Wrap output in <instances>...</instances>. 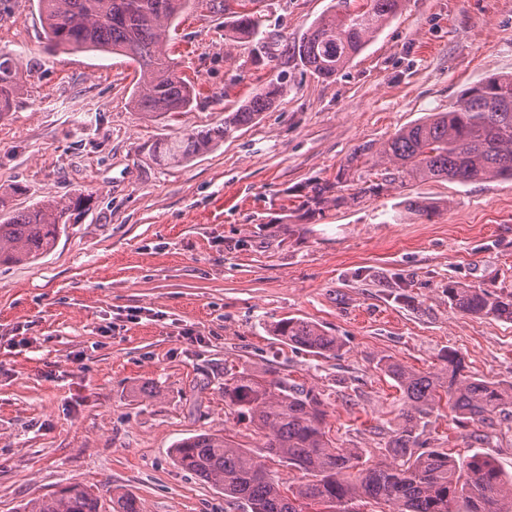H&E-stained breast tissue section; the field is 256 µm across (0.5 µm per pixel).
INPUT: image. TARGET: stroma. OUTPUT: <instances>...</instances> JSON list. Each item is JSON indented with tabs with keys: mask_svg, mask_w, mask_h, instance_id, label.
<instances>
[{
	"mask_svg": "<svg viewBox=\"0 0 512 512\" xmlns=\"http://www.w3.org/2000/svg\"><path fill=\"white\" fill-rule=\"evenodd\" d=\"M337 0H256L277 58L224 38L197 0L172 51L199 90L191 111L143 118L128 58L48 47L34 0H0V52L23 79L0 117V210L93 195L37 261L0 267V512L69 482L133 492L142 512H246L178 468L170 450L202 430L249 448L261 433L224 400L249 368L324 394L333 441L377 455L401 394L383 365L512 381V321L450 308L449 282L512 290V180L392 185L315 220L291 210L358 147L447 111L462 90L512 75V0H403L335 77L289 51ZM285 73L275 106L192 161L153 164L144 145L224 120ZM434 203L431 215L406 199ZM283 317L341 338L338 355L272 336ZM431 447L481 451L512 473V432L483 444L432 416Z\"/></svg>",
	"mask_w": 512,
	"mask_h": 512,
	"instance_id": "35a3bbf8",
	"label": "stroma"
}]
</instances>
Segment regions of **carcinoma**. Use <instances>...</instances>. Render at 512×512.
<instances>
[{
    "mask_svg": "<svg viewBox=\"0 0 512 512\" xmlns=\"http://www.w3.org/2000/svg\"><path fill=\"white\" fill-rule=\"evenodd\" d=\"M254 0H220L229 16L225 39L253 41L260 34ZM191 0H37L43 35L52 47L72 52L121 54L136 64L138 79L130 96L146 118L183 112L197 91L177 69L169 47L170 29ZM401 8V0H340L294 46L306 70L330 79L341 71ZM19 66L0 54V117L10 111L18 90ZM283 76L252 93L224 122L156 141L147 155L156 164L178 165L249 126L273 107L283 92ZM387 164L379 177L364 175L366 149H357L339 167L336 179L312 181L298 195L296 210L313 218L380 195L396 182L489 179L512 180V76L489 78L462 93L448 111L398 131L375 151ZM92 194L74 193L0 215V266L27 262L50 250L66 225L90 208ZM448 304L459 313L512 320V291L448 283ZM272 335L291 348L316 356L342 349L339 337L322 326L283 317ZM443 367L421 373L400 363L385 371L402 394L399 422L373 461L358 448H342L326 431L321 394L272 370L242 369L224 382V398L238 415L263 433V448L304 481L284 486L250 449L223 432H200L171 449L174 462L224 495L242 500L250 512H320L358 498L387 506L385 512H512V474L493 458L474 452L462 459L424 439L429 418L445 405L465 437L481 444L502 429L512 430V383L504 385L464 372L457 351L443 355ZM17 512H141L129 492L98 495L70 484Z\"/></svg>",
    "mask_w": 512,
    "mask_h": 512,
    "instance_id": "carcinoma-1",
    "label": "carcinoma"
}]
</instances>
